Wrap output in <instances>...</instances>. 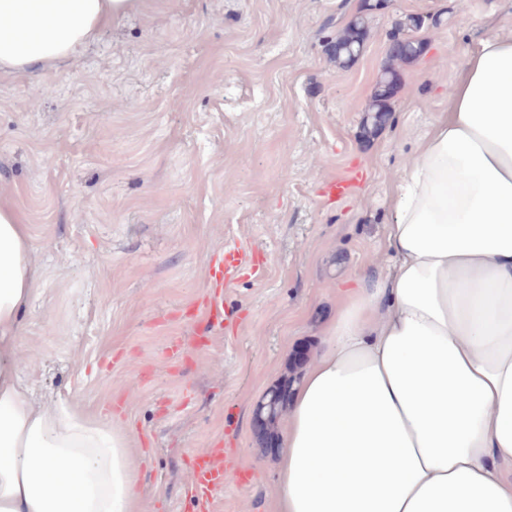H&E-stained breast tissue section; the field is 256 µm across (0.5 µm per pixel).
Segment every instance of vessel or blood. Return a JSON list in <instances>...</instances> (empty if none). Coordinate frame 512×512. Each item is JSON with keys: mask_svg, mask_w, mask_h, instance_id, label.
I'll return each instance as SVG.
<instances>
[{"mask_svg": "<svg viewBox=\"0 0 512 512\" xmlns=\"http://www.w3.org/2000/svg\"><path fill=\"white\" fill-rule=\"evenodd\" d=\"M254 255L234 247L219 252L209 267V287L193 307V314L204 317L206 334L222 329L228 315L224 309L225 284L233 279L242 266L253 264ZM227 463L220 448L197 451L191 468L190 487L194 491L197 512H211L216 494L224 487Z\"/></svg>", "mask_w": 512, "mask_h": 512, "instance_id": "1", "label": "vessel or blood"}]
</instances>
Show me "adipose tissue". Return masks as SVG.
<instances>
[{
    "label": "adipose tissue",
    "instance_id": "obj_1",
    "mask_svg": "<svg viewBox=\"0 0 512 512\" xmlns=\"http://www.w3.org/2000/svg\"><path fill=\"white\" fill-rule=\"evenodd\" d=\"M133 0H0V74L53 67ZM387 273L301 376L272 512H512V33L467 52L392 195ZM29 228L0 201V512H138L131 438L37 402L23 312Z\"/></svg>",
    "mask_w": 512,
    "mask_h": 512
}]
</instances>
